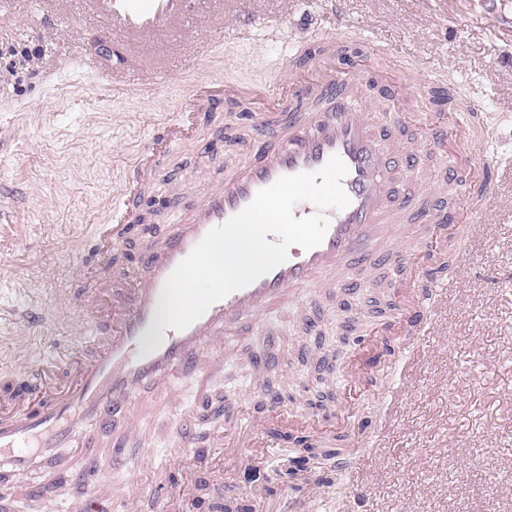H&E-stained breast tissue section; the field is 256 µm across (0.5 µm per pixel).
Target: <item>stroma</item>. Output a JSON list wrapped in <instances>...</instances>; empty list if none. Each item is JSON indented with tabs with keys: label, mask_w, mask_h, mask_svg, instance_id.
Listing matches in <instances>:
<instances>
[{
	"label": "stroma",
	"mask_w": 512,
	"mask_h": 512,
	"mask_svg": "<svg viewBox=\"0 0 512 512\" xmlns=\"http://www.w3.org/2000/svg\"><path fill=\"white\" fill-rule=\"evenodd\" d=\"M176 36L166 79L136 92L143 79L129 68L123 86L111 78L68 69L101 33L100 22L78 14L73 0H0V306L23 309L31 301L61 309L36 327L17 354L24 373L38 360L81 346L82 311L66 293L79 249L101 223L117 180L149 144L161 121L174 117L199 85H255L280 72L293 45L317 49L337 21L349 35L341 66L355 70L361 53L385 48L410 80L456 81L480 104L483 128L477 150L512 168V0H227L224 16L208 0ZM144 84V83H143ZM202 133L224 127V140L202 151L187 140L162 160L168 185L147 190L162 209L170 186L193 198L212 180L244 162L253 144L252 118L239 105L218 100L200 112ZM478 223L458 229L457 255L431 323L412 337L396 336L391 352L350 347L336 354L339 325L358 320L369 336L381 318L371 301L393 294L389 266L375 269L377 287L337 308L339 291H317L300 305L263 313L257 329L237 337L242 356L223 375L179 380L174 402L153 403L139 436L145 447L168 450L173 406L210 440L205 415L232 398L229 415L265 421L266 409L244 372L251 351L264 348V331L280 336L287 362L269 385L290 391L287 410H318L322 436L351 433L344 454L351 467L323 461L297 481L274 472L291 453L275 441L269 458L228 463L214 473L168 465L131 469L116 456L113 490L136 479L151 493L132 512H156L159 497L188 482L202 485L199 512L233 495L238 512H512V179ZM341 360L360 379L349 385L320 381L319 360Z\"/></svg>",
	"instance_id": "1"
}]
</instances>
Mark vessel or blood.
I'll return each instance as SVG.
<instances>
[{
	"mask_svg": "<svg viewBox=\"0 0 512 512\" xmlns=\"http://www.w3.org/2000/svg\"><path fill=\"white\" fill-rule=\"evenodd\" d=\"M187 0H78L80 15L104 26L116 37L124 59L154 68L167 55L173 38L187 21ZM321 77L312 84L285 89L278 78L229 91L242 106H257L258 124H272L275 135L223 184L202 192L187 205L171 197L174 217L155 236L136 267H113L112 276L78 281L80 304L88 324L81 362L70 351L42 358L27 372V387L0 396V488L20 485L24 495H35L25 483L32 470L43 482L58 487L69 482L75 460L87 449L103 445L105 435L138 431L143 415L133 400L145 389L169 393L175 379H193L222 372L237 355L232 338L243 323L257 320L270 307L303 299L312 289L340 283L343 269H366L392 261L397 244L406 242L415 261L403 278L411 294L412 310L427 314L444 286L424 261L425 253L447 245L459 224L472 223L494 200L488 174L490 156L475 150L472 125L435 123L432 114L418 112L414 121L418 139L383 150L363 112L353 100L373 88L392 100L422 101L428 85L419 79L403 86L364 63L348 74L334 61H325ZM213 97L205 88L193 90L188 111L164 124L161 136L139 151L123 173V187L115 196L104 223L94 225L96 241L92 264H109L123 243L121 229L139 216L144 187L161 177L159 158L173 143L195 131V118ZM456 148L448 161V183L455 190L453 210L437 208L430 197L402 195L393 172L410 164L422 152H441L447 143ZM347 166L342 186L350 199L341 211H328L324 240L307 250L294 245L287 262L250 285L217 301L185 329L160 327L158 305L162 288L209 229L242 211L256 193L278 178L322 168L331 156ZM106 318H99L98 309ZM51 313L34 306L12 312L9 321L32 327L51 320ZM227 432L216 435L213 447H198L192 437L175 431L172 440L183 461L206 463L224 455ZM96 491L82 502L84 512H128L142 493L130 483L127 493L113 494L109 458L95 472ZM195 485L163 497L160 512H192Z\"/></svg>",
	"mask_w": 512,
	"mask_h": 512,
	"instance_id": "vessel-or-blood-1",
	"label": "vessel or blood"
}]
</instances>
